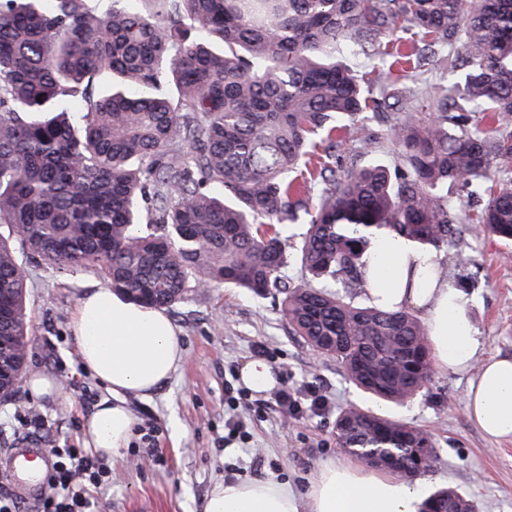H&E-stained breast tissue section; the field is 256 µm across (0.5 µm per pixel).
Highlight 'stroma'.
<instances>
[{
    "label": "stroma",
    "mask_w": 512,
    "mask_h": 512,
    "mask_svg": "<svg viewBox=\"0 0 512 512\" xmlns=\"http://www.w3.org/2000/svg\"><path fill=\"white\" fill-rule=\"evenodd\" d=\"M389 122L374 116L349 127L336 152L345 168L394 166L387 141ZM472 258L465 289L467 316L482 338L481 357H512V245L470 231L435 255L452 266L456 252ZM28 311L32 336L28 377L53 380L50 396H35L20 386L0 400V459L26 440L42 448H81L82 422L106 388L85 370L70 323L82 294L106 287L95 269H67L31 261ZM180 331L183 356L170 379L151 397L130 398L137 424L154 429L155 446L133 438L128 448L106 459L112 481L97 489L101 512H203L214 483L275 478L305 487L330 459L344 458L333 423L338 411L357 405L403 419L431 433L438 460L419 477L422 493L452 485L478 512H512V440L494 441L469 421L464 399L469 375L436 371L432 383L413 401L395 407L373 398L347 379L336 360L315 353L294 336L273 299L251 296L221 283L170 309ZM271 363L281 385L299 392L316 388L328 398L318 413L293 414L270 395L246 391L237 373L247 361ZM40 413L50 423L33 432L18 421L20 411ZM245 422L246 433L224 441L230 414Z\"/></svg>",
    "instance_id": "35a3bbf8"
}]
</instances>
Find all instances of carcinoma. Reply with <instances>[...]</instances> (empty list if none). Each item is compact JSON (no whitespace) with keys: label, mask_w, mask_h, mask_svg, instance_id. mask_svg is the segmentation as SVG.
I'll return each instance as SVG.
<instances>
[{"label":"carcinoma","mask_w":512,"mask_h":512,"mask_svg":"<svg viewBox=\"0 0 512 512\" xmlns=\"http://www.w3.org/2000/svg\"><path fill=\"white\" fill-rule=\"evenodd\" d=\"M0 0V372L18 391L31 336L26 255L95 267L112 291L172 308L215 283L266 297L294 335L363 391L402 405L432 381L427 324L313 283L365 284L392 234L427 250L477 224L512 241V0ZM397 28L418 66L456 43L451 87L370 94L344 62ZM112 83L89 93L94 78ZM393 112L399 170L327 161L339 132ZM319 187L310 195L311 186ZM484 199L477 212L448 187ZM308 224L290 249L278 226ZM300 265L290 281L283 271ZM336 444L401 475L436 455L431 434L359 406ZM420 512H476L440 488Z\"/></svg>","instance_id":"cac0c4a2"}]
</instances>
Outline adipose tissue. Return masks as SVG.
<instances>
[{"instance_id": "ef3b65f1", "label": "adipose tissue", "mask_w": 512, "mask_h": 512, "mask_svg": "<svg viewBox=\"0 0 512 512\" xmlns=\"http://www.w3.org/2000/svg\"><path fill=\"white\" fill-rule=\"evenodd\" d=\"M438 267L431 252L398 237H381L365 270L366 293L385 310H422L437 367L478 370L465 398L468 419L488 438L512 439V358L479 360L481 341L466 315L464 294L438 276ZM71 330L84 369L109 393L84 423L86 442L96 454L110 457L134 435L128 397H150L167 382L182 358V339L165 310L108 288L80 297ZM422 501L418 484L335 460L324 464L303 491L270 478L215 483L204 512H418Z\"/></svg>"}]
</instances>
